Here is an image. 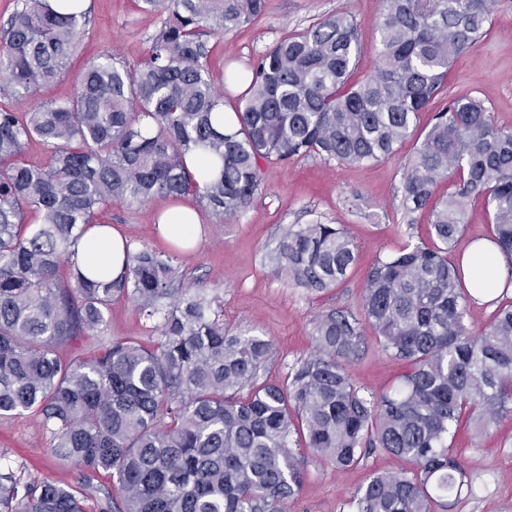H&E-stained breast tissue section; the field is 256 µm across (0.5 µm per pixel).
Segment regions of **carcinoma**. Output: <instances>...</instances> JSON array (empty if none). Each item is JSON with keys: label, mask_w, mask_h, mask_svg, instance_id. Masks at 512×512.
Wrapping results in <instances>:
<instances>
[{"label": "carcinoma", "mask_w": 512, "mask_h": 512, "mask_svg": "<svg viewBox=\"0 0 512 512\" xmlns=\"http://www.w3.org/2000/svg\"><path fill=\"white\" fill-rule=\"evenodd\" d=\"M143 2L165 18L140 67L98 57L70 98L0 108V417L38 413L52 453L82 475L75 489L23 484L0 465V512H286L306 475L298 431L337 470L369 448L412 465L373 476L353 512H432L460 496L468 481L448 444L453 425L466 416L481 432L512 416V303L473 332L453 255L467 204L479 199L512 283V128L480 101L448 100L403 167L402 207L429 211L437 244L408 243L376 260L362 314L317 315L313 352L283 385H253L270 340L224 333L204 294L173 299L172 257L129 252L119 278L96 280L75 255L114 198L192 192L224 221L259 191L263 162L391 158L445 90L453 60L485 34L490 0H385L376 64L359 82L362 31L352 16L284 34L254 64L231 133L214 126L224 92L208 65L210 40L258 19L265 0ZM87 23L76 7L21 0L0 43V97L21 100L56 82ZM142 116L153 135L142 134ZM33 138L50 150L48 163L17 162ZM196 150L219 170L203 186L185 163ZM450 172L455 191L434 200ZM29 213L39 222L26 223ZM275 260L294 286L319 293L343 281L356 247L335 224H291ZM116 297L162 318L158 343L126 338L90 358H59L55 346L101 332ZM365 323L404 366L386 391L366 392L348 373ZM102 473L117 479L120 498L95 484Z\"/></svg>", "instance_id": "cac0c4a2"}]
</instances>
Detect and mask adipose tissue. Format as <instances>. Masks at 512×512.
I'll return each instance as SVG.
<instances>
[{"label": "adipose tissue", "instance_id": "ef3b65f1", "mask_svg": "<svg viewBox=\"0 0 512 512\" xmlns=\"http://www.w3.org/2000/svg\"><path fill=\"white\" fill-rule=\"evenodd\" d=\"M172 223H160L162 236L179 246L192 247L199 234L197 213L184 205L167 209ZM125 238L109 226H96L84 233L78 256L82 271L89 276L99 273L117 278L123 272L126 258ZM465 278L471 282V295L476 303L485 304L495 299L505 286L506 266L497 246L488 239L471 242L463 253Z\"/></svg>", "mask_w": 512, "mask_h": 512}]
</instances>
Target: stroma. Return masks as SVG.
Instances as JSON below:
<instances>
[{
	"label": "stroma",
	"instance_id": "1",
	"mask_svg": "<svg viewBox=\"0 0 512 512\" xmlns=\"http://www.w3.org/2000/svg\"><path fill=\"white\" fill-rule=\"evenodd\" d=\"M383 9V0H267L264 15L253 25L213 40L210 68L218 76L237 64L252 66L284 34L345 12L362 29L353 74L354 80H362L376 62L375 23ZM88 18L76 51L54 84L21 102L6 98L0 105L24 112L45 101L65 100L73 94L86 62L104 54L116 55L130 67L140 65L163 20L162 14L143 11L140 0H89ZM448 90V95L436 97L421 112L416 134L391 159L351 166L316 157L263 163L258 193L236 217L224 222L201 208L197 197L186 196V203L198 207L201 217V237L194 250L178 248L159 234L157 216L170 204L165 197L142 203L116 200L104 206L97 219L118 227L131 250L174 253L177 287L186 295L202 292L214 298L227 334L271 339L272 354L259 369L257 383L284 382L311 352L314 316L335 307L361 311L368 268L408 241H430L428 212L405 214L399 188L404 164L434 116L447 107L449 96L479 99L499 125L512 127V0H493L487 34L454 61ZM312 222L342 225L357 245L356 262L343 282L317 294L289 284L271 259L285 228ZM124 338L151 345L157 335L153 321L140 313L137 304L119 298L108 310L100 333L72 337L56 352L65 359L88 358ZM401 370L374 331L365 329L361 350L349 366L355 385L369 392L383 390ZM51 446L36 414L0 417V451L19 465L22 481L78 486L79 471L55 459ZM452 446L465 462L472 491L449 499L436 512H512V418L480 434L468 422H460ZM405 467V462L380 448L341 472L308 454L307 479L286 510L351 512V498L372 476L398 473Z\"/></svg>",
	"mask_w": 512,
	"mask_h": 512
}]
</instances>
